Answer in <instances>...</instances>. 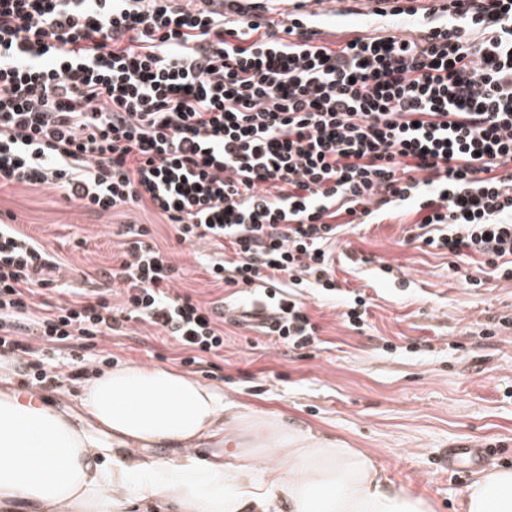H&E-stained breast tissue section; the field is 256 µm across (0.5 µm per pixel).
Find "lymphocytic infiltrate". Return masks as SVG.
Wrapping results in <instances>:
<instances>
[{
    "mask_svg": "<svg viewBox=\"0 0 512 512\" xmlns=\"http://www.w3.org/2000/svg\"><path fill=\"white\" fill-rule=\"evenodd\" d=\"M194 0H0V188L41 185L105 217L152 206L177 243L233 256L205 269L259 287L288 350L319 342L304 289L339 290L330 246L399 208L468 285L512 281V0L375 8L409 33L339 45L317 15ZM118 268L48 300L53 252L0 224V357L45 382L48 356L135 322L185 365L224 349L216 307L180 294L173 252L119 225ZM119 303H112V295Z\"/></svg>",
    "mask_w": 512,
    "mask_h": 512,
    "instance_id": "f902f5d3",
    "label": "lymphocytic infiltrate"
}]
</instances>
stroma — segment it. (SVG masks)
<instances>
[{"mask_svg": "<svg viewBox=\"0 0 512 512\" xmlns=\"http://www.w3.org/2000/svg\"><path fill=\"white\" fill-rule=\"evenodd\" d=\"M369 0H326L316 8L325 39L344 42L363 31ZM0 210L19 229L78 270L118 265L124 240L118 224H146L153 240L175 252L182 268L176 285L202 304L233 305L232 291L205 272L215 250L177 244L165 219L148 208H125L103 220L45 186L0 189ZM415 214L396 211L381 222L343 236L334 249L341 295L325 299L307 291L304 302L318 325L320 345L294 352L245 326L224 325V349L202 364L184 366L185 350L170 338L151 337L145 326L115 335L86 353L113 366L131 363L173 369L223 389L225 400L248 411L284 415L289 423L370 453L387 478L430 500L434 512H461V498L476 472L448 468V451L470 442L497 449L495 467H512V334L480 339L479 322L512 317V281L471 289L448 268V258L408 240ZM393 267L381 270L382 263ZM370 296L363 329L343 314L354 292ZM13 385L31 388L63 409L81 384L66 378L44 383L10 362Z\"/></svg>", "mask_w": 512, "mask_h": 512, "instance_id": "stroma-1", "label": "stroma"}]
</instances>
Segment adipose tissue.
<instances>
[{"mask_svg":"<svg viewBox=\"0 0 512 512\" xmlns=\"http://www.w3.org/2000/svg\"><path fill=\"white\" fill-rule=\"evenodd\" d=\"M69 412L0 390V512H434L335 438L249 413L173 370L130 364L89 375ZM235 445L202 458L206 441ZM179 446L178 458L151 455ZM462 512H512V467L483 473Z\"/></svg>","mask_w":512,"mask_h":512,"instance_id":"1","label":"adipose tissue"}]
</instances>
